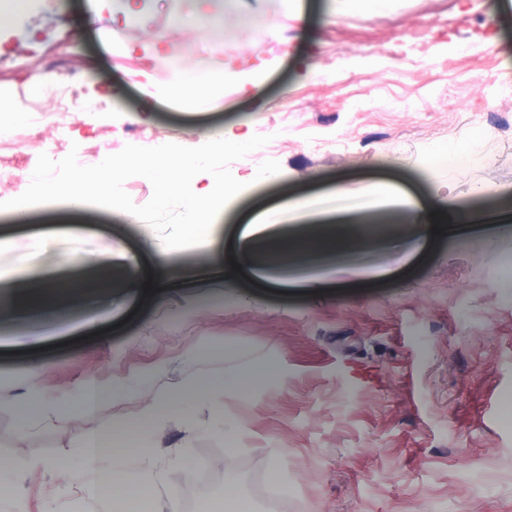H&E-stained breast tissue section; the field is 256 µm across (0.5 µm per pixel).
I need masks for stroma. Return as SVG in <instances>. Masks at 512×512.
Here are the masks:
<instances>
[{"mask_svg": "<svg viewBox=\"0 0 512 512\" xmlns=\"http://www.w3.org/2000/svg\"><path fill=\"white\" fill-rule=\"evenodd\" d=\"M502 0H361L336 17L306 0L298 24L285 0H24L0 30V201L28 187L40 154L76 151L94 165L125 145L188 147L222 132L269 136L233 162L248 188L216 218L204 245L167 252L184 279L143 301L136 280L157 259L141 224L66 204L0 212V275L79 276L87 257L122 242L112 289L94 287L42 322L26 347L0 343V460L15 464L0 512H84L54 459L84 437L137 432L128 449L156 501L208 492L195 512H265L274 490L287 512H512V289L494 234L465 224L455 242L427 237L401 261L376 244L372 262L341 266L325 252L318 288L289 274L251 279L279 258L288 203L339 189L381 197L402 189L465 206L483 184L512 196V8ZM275 33L259 36L254 18ZM208 72L200 95H175L170 64ZM37 74L50 89L33 88ZM96 110L93 123L83 114ZM484 147L451 179L436 157ZM280 163L256 180L258 165ZM277 219L238 287L220 260L259 213ZM41 361L43 393L72 399L90 379L128 384L67 426L15 429L14 404ZM254 362L272 372L250 394L223 380Z\"/></svg>", "mask_w": 512, "mask_h": 512, "instance_id": "stroma-1", "label": "stroma"}]
</instances>
